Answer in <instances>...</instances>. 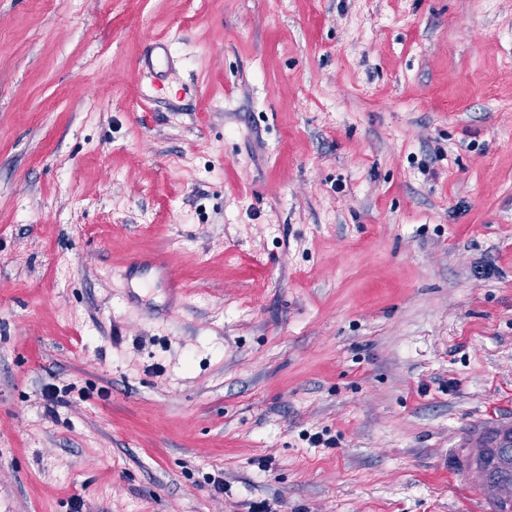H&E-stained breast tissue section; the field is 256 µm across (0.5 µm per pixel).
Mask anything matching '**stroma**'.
Wrapping results in <instances>:
<instances>
[{"label":"stroma","mask_w":512,"mask_h":512,"mask_svg":"<svg viewBox=\"0 0 512 512\" xmlns=\"http://www.w3.org/2000/svg\"><path fill=\"white\" fill-rule=\"evenodd\" d=\"M509 409L512 0H0V512H472ZM452 484L477 512L512 511V412L464 428L448 449Z\"/></svg>","instance_id":"35a3bbf8"}]
</instances>
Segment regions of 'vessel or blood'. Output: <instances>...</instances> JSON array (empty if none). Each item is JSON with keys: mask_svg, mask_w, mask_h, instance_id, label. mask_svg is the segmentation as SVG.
I'll list each match as a JSON object with an SVG mask.
<instances>
[{"mask_svg": "<svg viewBox=\"0 0 512 512\" xmlns=\"http://www.w3.org/2000/svg\"><path fill=\"white\" fill-rule=\"evenodd\" d=\"M448 470L476 512H512V412L464 428L448 450Z\"/></svg>", "mask_w": 512, "mask_h": 512, "instance_id": "b4317fda", "label": "vessel or blood"}]
</instances>
